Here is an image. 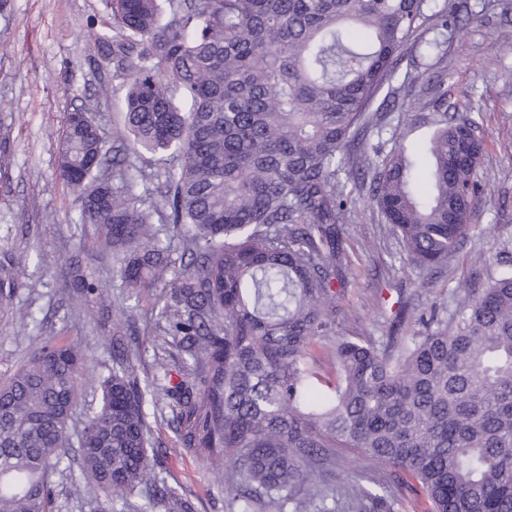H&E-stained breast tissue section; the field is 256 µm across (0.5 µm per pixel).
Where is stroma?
I'll use <instances>...</instances> for the list:
<instances>
[{
	"label": "stroma",
	"instance_id": "stroma-1",
	"mask_svg": "<svg viewBox=\"0 0 512 512\" xmlns=\"http://www.w3.org/2000/svg\"><path fill=\"white\" fill-rule=\"evenodd\" d=\"M432 10L455 9L459 22L439 35L438 47L419 45L398 60L397 74L414 69L420 82L446 77L448 96L478 117L485 142L483 171L492 187L479 201L481 234L469 238L447 264L423 272L403 259V245L380 218L369 195L351 212L345 243L350 286L340 301L338 334L383 346L394 336L416 331L417 311L435 306L451 312L454 291L478 276L473 251L483 253L486 270L512 259V0H430ZM111 23L105 0H7L0 7V122L9 145L0 152V250L22 256L43 251L48 263H27L16 271L18 306L26 323H0V377L12 374L22 355L46 335L77 344L88 367L112 369V338L68 300L69 258L80 254L88 273L114 282L117 265L110 250L95 245L87 226L76 223L73 193L57 176L60 137L70 112L90 100L105 135L123 127L125 91L110 78L88 33ZM112 95L98 99L103 81ZM370 241L372 250L360 247ZM136 342L146 352L135 363L140 381H153L154 293L129 301ZM152 452L158 453L166 483L185 494L196 512H224V484L218 467L180 448L167 417L153 424Z\"/></svg>",
	"mask_w": 512,
	"mask_h": 512
}]
</instances>
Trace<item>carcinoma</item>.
<instances>
[{
    "mask_svg": "<svg viewBox=\"0 0 512 512\" xmlns=\"http://www.w3.org/2000/svg\"><path fill=\"white\" fill-rule=\"evenodd\" d=\"M112 33H92L125 88L124 136L107 148L88 107L70 113L57 176L76 223L112 250L121 287L160 289L155 329L178 358L141 385L125 337L133 311L104 317L111 285L71 270L70 298L112 335V373L79 437L84 352L50 336L0 383V512H52L49 477L78 447L74 494L94 512H193L150 456V418L172 413L180 447L220 464L226 512H375L389 477L343 481L355 453L413 478L429 512H512V261L464 289L449 316L422 312L384 347L336 334L345 222L373 169L371 200L421 271L480 231L481 124L400 112L384 153L361 137L395 86V61L448 29L429 0H110ZM425 130L432 191L420 189ZM168 157L153 170L144 154ZM22 259L0 253V316H15ZM334 360L336 377L310 365ZM179 381L172 382L173 376Z\"/></svg>",
    "mask_w": 512,
    "mask_h": 512,
    "instance_id": "carcinoma-1",
    "label": "carcinoma"
}]
</instances>
